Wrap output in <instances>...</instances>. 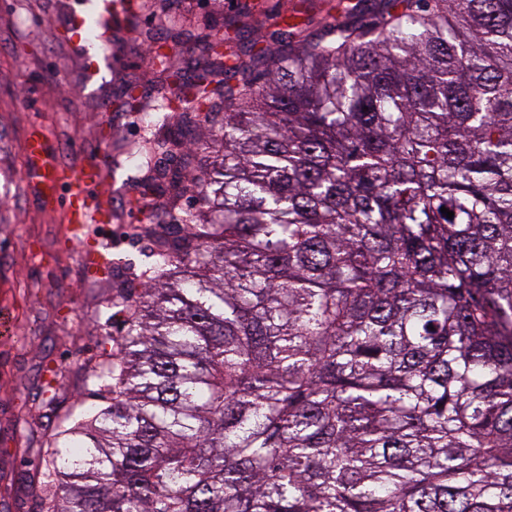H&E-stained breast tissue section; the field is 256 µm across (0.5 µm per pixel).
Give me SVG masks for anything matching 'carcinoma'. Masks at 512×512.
<instances>
[{"mask_svg": "<svg viewBox=\"0 0 512 512\" xmlns=\"http://www.w3.org/2000/svg\"><path fill=\"white\" fill-rule=\"evenodd\" d=\"M326 17L158 70L208 127L41 512H512V0Z\"/></svg>", "mask_w": 512, "mask_h": 512, "instance_id": "cac0c4a2", "label": "carcinoma"}]
</instances>
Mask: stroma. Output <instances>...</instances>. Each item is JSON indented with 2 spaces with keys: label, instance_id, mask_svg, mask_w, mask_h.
Here are the masks:
<instances>
[{
  "label": "stroma",
  "instance_id": "obj_1",
  "mask_svg": "<svg viewBox=\"0 0 512 512\" xmlns=\"http://www.w3.org/2000/svg\"><path fill=\"white\" fill-rule=\"evenodd\" d=\"M253 0H171L159 7L143 0L138 39L119 25L100 57L97 81L86 79L85 44L64 29L86 0H0V311L10 313L14 333L0 337V512H39L50 492L40 458L59 420L88 393L89 368L104 326L119 329L110 307L130 274H144L151 244L129 213L142 185L127 166L110 169L113 219L91 225L102 246V266L90 265L71 243L58 206L43 202L25 183L23 146L41 127L50 153L66 161L114 139L145 144L154 130L140 115L119 112L114 98L127 83L152 97L149 63L155 41L174 37L179 61L199 56L204 19L235 16L269 33L279 24L284 0H263L264 12L247 13Z\"/></svg>",
  "mask_w": 512,
  "mask_h": 512
}]
</instances>
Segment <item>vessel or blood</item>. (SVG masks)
I'll list each match as a JSON object with an SVG mask.
<instances>
[{"label":"vessel or blood","mask_w":512,"mask_h":512,"mask_svg":"<svg viewBox=\"0 0 512 512\" xmlns=\"http://www.w3.org/2000/svg\"><path fill=\"white\" fill-rule=\"evenodd\" d=\"M138 7L139 0H104L101 9L93 13V22L77 18L70 24L68 33L74 40L84 39L90 33L95 42H103L106 16L128 18ZM46 151L43 131L31 128L24 146L28 158L27 179L43 186L47 202H61L64 221L70 224L73 235L79 236L86 251L97 252L99 246L90 241L86 229L91 224L106 223L112 207L110 197L99 189L104 180L103 157L66 163L48 157Z\"/></svg>","instance_id":"b4317fda"}]
</instances>
